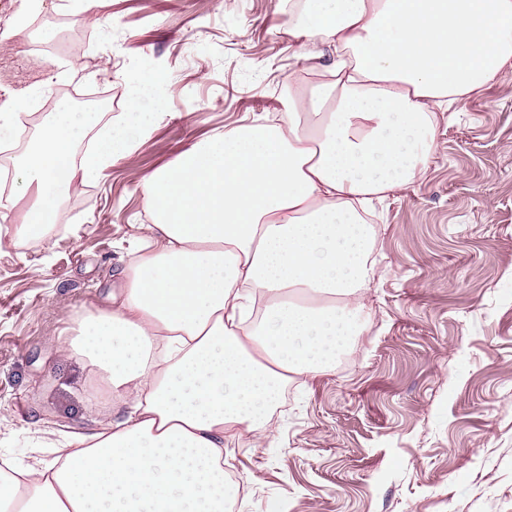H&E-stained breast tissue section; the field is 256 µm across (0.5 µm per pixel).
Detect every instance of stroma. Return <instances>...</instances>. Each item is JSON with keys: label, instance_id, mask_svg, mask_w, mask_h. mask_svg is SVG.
Returning a JSON list of instances; mask_svg holds the SVG:
<instances>
[{"label": "stroma", "instance_id": "35a3bbf8", "mask_svg": "<svg viewBox=\"0 0 512 512\" xmlns=\"http://www.w3.org/2000/svg\"><path fill=\"white\" fill-rule=\"evenodd\" d=\"M284 0H100L104 38L85 14L45 5L16 32L0 15V52L54 31V54L0 84V106L40 89L96 94L112 116L125 72L173 81L142 108L159 113L127 160L70 191L77 204L49 240L0 249V457L52 460V445L122 418L96 369L59 352L82 315L105 306L148 221L142 186L191 144L243 119L275 117L289 79L315 92L294 55ZM78 60L83 79L57 78ZM375 227L366 333L352 360L290 381L275 436L225 439L240 512H512V61L498 78L437 111L424 174L388 196Z\"/></svg>", "mask_w": 512, "mask_h": 512}]
</instances>
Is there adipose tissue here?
Instances as JSON below:
<instances>
[{
    "instance_id": "1",
    "label": "adipose tissue",
    "mask_w": 512,
    "mask_h": 512,
    "mask_svg": "<svg viewBox=\"0 0 512 512\" xmlns=\"http://www.w3.org/2000/svg\"><path fill=\"white\" fill-rule=\"evenodd\" d=\"M298 2L319 97L289 86L278 124L213 134L144 184V251L69 344L129 411L51 462L1 464L0 512H226L225 432L271 437L284 386L333 368L372 284L364 213L425 172L435 108L512 60V0ZM153 90L137 86L122 121L68 104L40 121L13 161L36 200L0 244L135 152Z\"/></svg>"
}]
</instances>
